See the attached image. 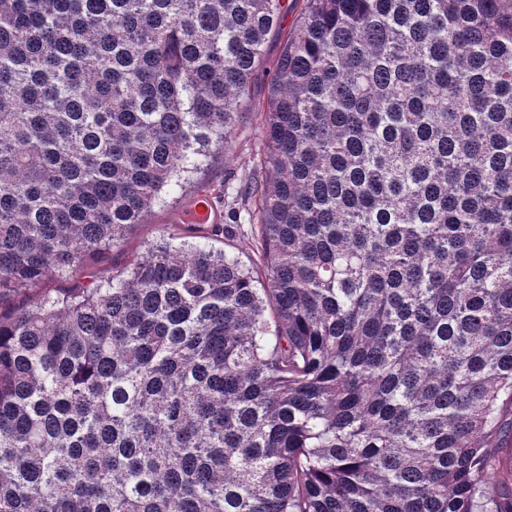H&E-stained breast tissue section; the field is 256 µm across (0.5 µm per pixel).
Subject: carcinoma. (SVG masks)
I'll use <instances>...</instances> for the list:
<instances>
[{
	"label": "carcinoma",
	"instance_id": "1",
	"mask_svg": "<svg viewBox=\"0 0 512 512\" xmlns=\"http://www.w3.org/2000/svg\"><path fill=\"white\" fill-rule=\"evenodd\" d=\"M283 9L0 0V512H512V0H302L264 278L171 236L44 288L224 148Z\"/></svg>",
	"mask_w": 512,
	"mask_h": 512
}]
</instances>
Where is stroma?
I'll use <instances>...</instances> for the list:
<instances>
[{
	"label": "stroma",
	"instance_id": "obj_1",
	"mask_svg": "<svg viewBox=\"0 0 512 512\" xmlns=\"http://www.w3.org/2000/svg\"><path fill=\"white\" fill-rule=\"evenodd\" d=\"M298 13V7L289 6L281 18L279 34L268 38L257 76L250 86L249 98L238 114L224 151L212 153L200 168L182 181L175 193L166 196L163 204L155 206L143 223L135 226L120 245L100 254L90 268L50 281L52 290L63 292L82 287L96 278L111 277L112 273L130 266L145 255L150 244L160 236L182 234L189 222L188 209L199 193L221 190L234 195L242 191L253 155L261 146L259 114L268 105L267 75L276 65L283 48L284 35L293 29Z\"/></svg>",
	"mask_w": 512,
	"mask_h": 512
}]
</instances>
